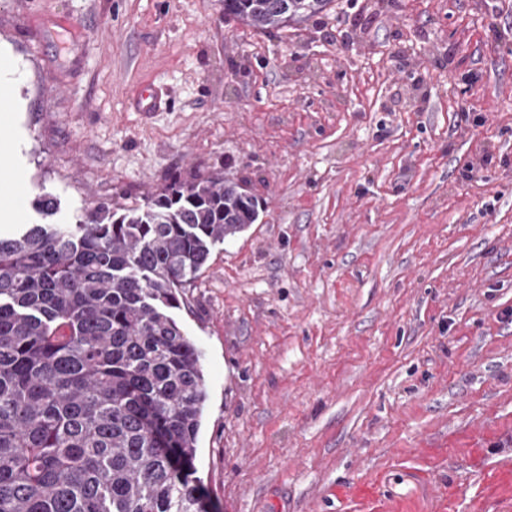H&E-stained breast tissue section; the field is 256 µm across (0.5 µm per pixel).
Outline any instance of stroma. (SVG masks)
<instances>
[{
    "label": "stroma",
    "instance_id": "1",
    "mask_svg": "<svg viewBox=\"0 0 512 512\" xmlns=\"http://www.w3.org/2000/svg\"><path fill=\"white\" fill-rule=\"evenodd\" d=\"M4 85L16 224L198 172L262 205L174 313L214 512H512V0H0ZM328 0H224V16L257 30H273L320 11ZM167 103V90L163 87L152 86L137 93L133 107L144 119H150L164 109Z\"/></svg>",
    "mask_w": 512,
    "mask_h": 512
}]
</instances>
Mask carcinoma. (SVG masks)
Segmentation results:
<instances>
[{
    "instance_id": "cac0c4a2",
    "label": "carcinoma",
    "mask_w": 512,
    "mask_h": 512,
    "mask_svg": "<svg viewBox=\"0 0 512 512\" xmlns=\"http://www.w3.org/2000/svg\"><path fill=\"white\" fill-rule=\"evenodd\" d=\"M326 2L224 0V17L273 30ZM258 219L212 173L0 233V512H207L203 353L172 310Z\"/></svg>"
}]
</instances>
